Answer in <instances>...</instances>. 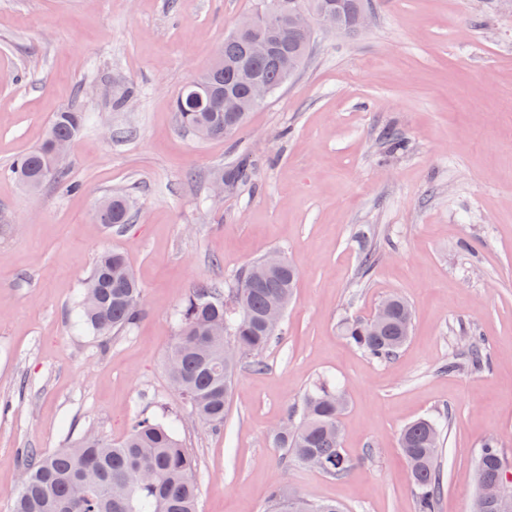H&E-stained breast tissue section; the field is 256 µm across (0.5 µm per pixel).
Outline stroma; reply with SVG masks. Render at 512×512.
Segmentation results:
<instances>
[{"mask_svg":"<svg viewBox=\"0 0 512 512\" xmlns=\"http://www.w3.org/2000/svg\"><path fill=\"white\" fill-rule=\"evenodd\" d=\"M254 0H0V512H10L24 448L50 452L87 432L120 442L141 414L169 410L196 463L199 512H265L292 483L344 512H416L400 431L442 426L439 512H472L477 454L498 438L512 461V7L505 0H373L355 36L319 33L305 65L233 135L181 128L179 90L205 70ZM138 89L124 109L104 89ZM89 125L74 141L78 191L27 190L9 173L56 112ZM408 143L388 153L385 136ZM254 183L212 196L241 159ZM122 193L124 228L95 219ZM376 260L363 269L355 241ZM124 253L144 314L101 339L77 328L97 255ZM278 250L298 272L284 335L243 361L216 430L173 390V314L203 282H232ZM412 334L376 362L339 331L391 294ZM489 366L442 372L468 332ZM345 398L334 477L285 469L271 432L312 381Z\"/></svg>","mask_w":512,"mask_h":512,"instance_id":"1","label":"stroma"}]
</instances>
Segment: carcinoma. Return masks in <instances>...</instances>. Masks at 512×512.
Masks as SVG:
<instances>
[{
  "instance_id": "1",
  "label": "carcinoma",
  "mask_w": 512,
  "mask_h": 512,
  "mask_svg": "<svg viewBox=\"0 0 512 512\" xmlns=\"http://www.w3.org/2000/svg\"><path fill=\"white\" fill-rule=\"evenodd\" d=\"M273 0H255L252 13L255 24L248 32L231 31L224 36L218 53L220 66L210 65L195 81L206 86L215 103L194 105L190 89L185 87L176 100V112L182 128L194 132L208 129V137H225L227 114L220 105L224 93L246 103V91L231 79L244 60L247 42L255 36H270L276 54L271 59H252L250 65L266 81L281 88L284 78L279 62H304L311 41L291 25H282L274 33L265 27V16ZM366 0H344L338 18V31L355 34L358 18ZM87 124V116L78 109L54 115L41 145L18 156L9 168L27 189L38 191L49 182L67 192L79 185L67 180L66 171L52 169L54 146L73 142ZM254 168L240 161L222 173L227 187L250 183ZM98 223L119 227L132 218L127 196L114 194L96 210ZM264 265L259 258L242 269L234 287L204 282L193 289L175 314L177 334L168 356L177 358L171 377L176 392L201 421L214 427L224 425V415L233 398L238 364L251 358L262 367L261 355L280 342L283 329L266 327L269 307L290 304L297 283V272L290 263L267 268L261 275L255 269ZM391 317L378 328L370 320L345 321L343 336L370 358L386 362L396 357L407 342L412 324L410 305L392 295ZM143 314V292L132 274L125 255L104 251L84 281L79 306L80 325L96 336L132 328ZM485 344L472 333L467 336V362L474 371L485 367ZM343 397L334 381L322 378L305 392L300 418L288 431L273 437L282 449V462H298L333 476L343 475L350 460L341 448L339 419ZM440 439L439 425L419 419L400 433V448L409 449L405 459L410 468L417 512H438L441 497L440 470L436 464ZM501 449L496 438L485 441L481 450L484 479H498ZM24 467L11 512H197L198 485L195 460L178 438L173 423L166 417L143 415L135 419L127 436L117 445L95 434L78 439L68 448L43 452L37 448L22 450ZM285 485L271 489V512H341L334 502L308 503L298 499Z\"/></svg>"
}]
</instances>
